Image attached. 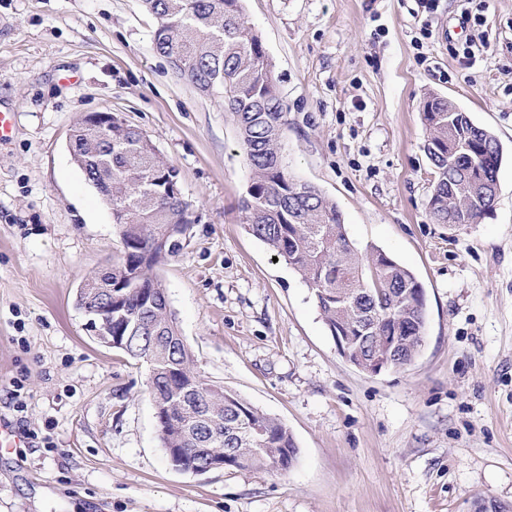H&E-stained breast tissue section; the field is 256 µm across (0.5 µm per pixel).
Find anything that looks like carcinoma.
I'll use <instances>...</instances> for the list:
<instances>
[{
  "instance_id": "1",
  "label": "carcinoma",
  "mask_w": 512,
  "mask_h": 512,
  "mask_svg": "<svg viewBox=\"0 0 512 512\" xmlns=\"http://www.w3.org/2000/svg\"><path fill=\"white\" fill-rule=\"evenodd\" d=\"M141 2L156 23L157 53L200 93L222 94L224 109L235 119L251 169L242 205L248 233L308 283L331 335L352 337L355 363L378 353L384 336L404 337L395 352L399 362L414 359L426 323L421 284L380 250L362 260L336 204L288 175L281 152L287 108L241 0ZM423 120L433 178L431 219L458 228L476 223L496 199L485 183L498 176L501 144L468 113L450 112L448 102L434 96L424 103ZM70 148L85 162L88 183L99 185L100 172H112V201L127 204L125 212L112 214L123 249L111 269L92 279L112 281V334L123 336L121 352L157 373L149 393L162 422L163 448L182 449L176 461L186 466L200 465L204 457L217 460L230 448L247 457L246 469L292 466L297 446L288 428L221 386L205 402L220 438L198 443L174 429L173 422L183 420L184 413L167 378L209 385L189 346L172 340L175 319L160 302L166 289L152 275L160 254L174 256L183 247V240L171 235V225L196 223L192 204L182 196L177 168L159 156L146 135L121 119L112 121L106 135L94 126L76 125ZM151 296L159 300L153 310L146 307ZM256 424L264 429L260 443L253 435Z\"/></svg>"
}]
</instances>
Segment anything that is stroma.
<instances>
[{
	"label": "stroma",
	"mask_w": 512,
	"mask_h": 512,
	"mask_svg": "<svg viewBox=\"0 0 512 512\" xmlns=\"http://www.w3.org/2000/svg\"><path fill=\"white\" fill-rule=\"evenodd\" d=\"M287 108L294 179L341 210L361 254L411 269L417 357L347 362L311 289L244 228L238 130L153 47L140 0H0V512H470L512 504V0H242ZM471 64H464V54ZM447 98L503 148L478 223L428 213L422 110ZM88 112L142 131L197 222L155 269L198 370L286 425L293 466L172 468L144 365L75 304L122 248L67 139Z\"/></svg>",
	"instance_id": "obj_1"
}]
</instances>
